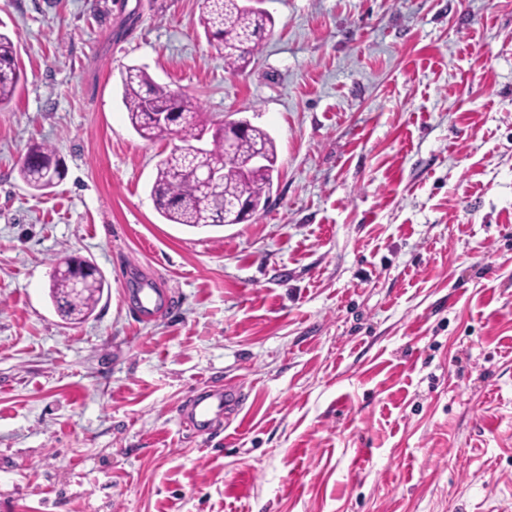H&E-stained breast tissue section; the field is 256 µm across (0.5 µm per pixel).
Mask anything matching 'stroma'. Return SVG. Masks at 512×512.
<instances>
[{"label": "stroma", "mask_w": 512, "mask_h": 512, "mask_svg": "<svg viewBox=\"0 0 512 512\" xmlns=\"http://www.w3.org/2000/svg\"><path fill=\"white\" fill-rule=\"evenodd\" d=\"M263 7L234 71L200 0H0V512H512V0ZM133 65L271 134L255 218L158 215L177 140L132 131ZM63 253L110 284L81 324L49 298ZM211 384L244 409L196 435L178 410ZM22 77L15 43L9 33L0 32V109L10 105ZM25 156L28 161L20 164L19 175L29 188L41 191L45 179L52 176L61 178L55 152L51 147L45 144H34Z\"/></svg>", "instance_id": "35a3bbf8"}]
</instances>
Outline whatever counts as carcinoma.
<instances>
[{"label": "carcinoma", "instance_id": "obj_1", "mask_svg": "<svg viewBox=\"0 0 512 512\" xmlns=\"http://www.w3.org/2000/svg\"><path fill=\"white\" fill-rule=\"evenodd\" d=\"M200 26L206 38L232 70L245 68L271 35L273 22L260 7H248L243 0H201ZM22 79L17 50L12 37L0 32V109L10 105ZM123 103L134 132L152 141L158 134L152 124L153 112H176L182 145L173 149L157 166L150 195L159 215L169 224L191 228L224 225V213L240 201H246L253 213L263 210L273 188L277 149L270 133L251 123L236 144L235 159L224 157V138L220 130L212 132L209 147L193 153V142L200 140L206 125L197 120V105L184 93L155 83L143 69L129 66L121 75ZM262 154L267 164L243 171L242 162ZM20 164L19 175L31 189L43 190L45 179L61 176L54 150L35 144ZM224 165V183L210 188L202 184L194 171L201 165ZM73 283L63 275L52 277L50 298L59 315L72 323L87 320L94 312L108 284L100 274L86 281L85 291L73 295Z\"/></svg>", "mask_w": 512, "mask_h": 512}]
</instances>
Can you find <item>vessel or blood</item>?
<instances>
[{
    "label": "vessel or blood",
    "instance_id": "1",
    "mask_svg": "<svg viewBox=\"0 0 512 512\" xmlns=\"http://www.w3.org/2000/svg\"><path fill=\"white\" fill-rule=\"evenodd\" d=\"M241 407L239 389L232 386L217 388L189 396L180 409V421L195 432L209 433L239 413Z\"/></svg>",
    "mask_w": 512,
    "mask_h": 512
}]
</instances>
